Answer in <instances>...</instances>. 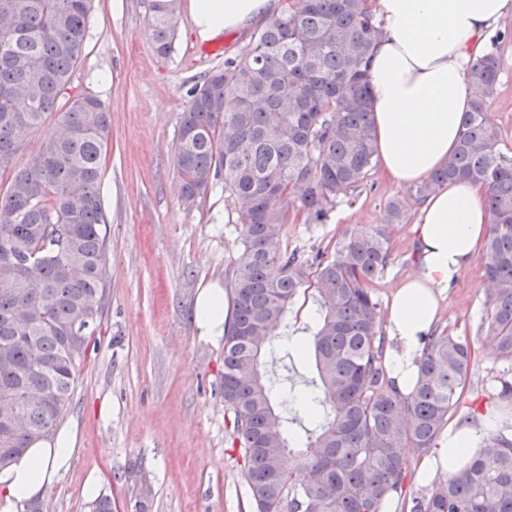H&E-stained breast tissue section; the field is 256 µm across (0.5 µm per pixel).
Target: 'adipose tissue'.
<instances>
[{"instance_id":"obj_1","label":"adipose tissue","mask_w":512,"mask_h":512,"mask_svg":"<svg viewBox=\"0 0 512 512\" xmlns=\"http://www.w3.org/2000/svg\"><path fill=\"white\" fill-rule=\"evenodd\" d=\"M371 6L381 29L367 62L376 156L390 181L407 187L427 179L458 145L470 102L465 76L512 14V0H372ZM277 7V0H188L193 29L204 40ZM491 220L486 191L472 182H447L423 200L419 269L398 285L387 311L398 342L388 375L400 393L412 392L420 338L434 327L445 289L477 255ZM195 310L200 336L219 341L227 319L223 289L203 288ZM481 436L465 423L450 427L423 479L456 473L457 460L467 459ZM72 459L67 432L34 441L0 470V496L9 507L24 506L43 496Z\"/></svg>"}]
</instances>
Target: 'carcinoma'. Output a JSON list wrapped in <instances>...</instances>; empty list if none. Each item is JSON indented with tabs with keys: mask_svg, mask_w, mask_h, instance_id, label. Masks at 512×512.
<instances>
[{
	"mask_svg": "<svg viewBox=\"0 0 512 512\" xmlns=\"http://www.w3.org/2000/svg\"><path fill=\"white\" fill-rule=\"evenodd\" d=\"M368 2L286 0L191 89L174 146L182 198L193 202L220 180L237 214L224 406L253 512H381L405 484L402 449L432 447L474 359L469 342L435 328L423 337L413 391L401 394L388 378L373 297L391 257L387 229L348 227L312 261L288 250V225L323 223L373 166L364 60L380 30ZM151 10L154 49L167 55L179 0H151ZM90 12L91 0H0V432L4 415L21 421L0 437V469L67 411L103 314L110 114L93 96L60 100ZM502 66L491 52L466 74L460 143L416 194L448 181L486 188L493 222L482 251L492 288L479 333L511 361L512 148L485 118ZM309 289L319 313L309 348L321 420L304 429L296 474L285 464L293 419L276 403L267 363L291 303ZM511 430L504 413L468 464L413 498L411 512H512Z\"/></svg>",
	"mask_w": 512,
	"mask_h": 512,
	"instance_id": "carcinoma-1",
	"label": "carcinoma"
}]
</instances>
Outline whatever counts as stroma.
<instances>
[{
    "label": "stroma",
    "instance_id": "obj_1",
    "mask_svg": "<svg viewBox=\"0 0 512 512\" xmlns=\"http://www.w3.org/2000/svg\"><path fill=\"white\" fill-rule=\"evenodd\" d=\"M151 22L150 0H92L85 56L62 93L96 97L110 112L101 184L107 282L101 322L56 424L73 437V463L41 499L42 512H90L82 489L91 476L112 512H129L144 481L149 512H252L224 407V346L200 339L195 322L200 291L229 286L240 249L233 204L219 185L185 202L173 163L187 92L217 60L201 53L187 10L168 56L155 53ZM503 28L492 48L504 69L487 117L512 147V16ZM394 198L403 210L396 223L387 212ZM419 202L414 187H396L376 166L337 198L325 223L289 225L288 245L309 258L332 249L347 227H388L391 263L373 290L384 309L397 283L417 271ZM487 294L479 256L444 292L437 322L476 351L469 407L504 406L500 382H512V365L476 333ZM133 461L141 471L131 475Z\"/></svg>",
    "mask_w": 512,
    "mask_h": 512
}]
</instances>
